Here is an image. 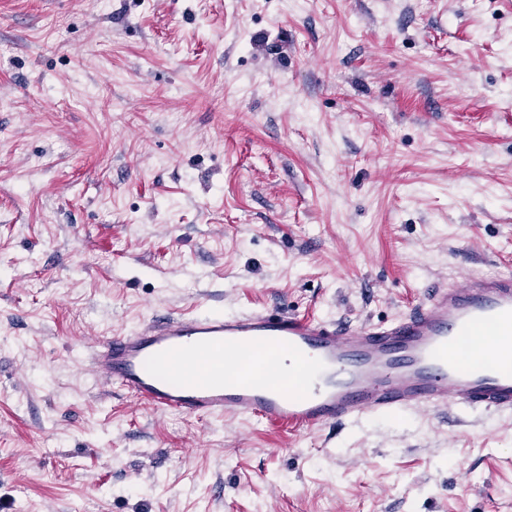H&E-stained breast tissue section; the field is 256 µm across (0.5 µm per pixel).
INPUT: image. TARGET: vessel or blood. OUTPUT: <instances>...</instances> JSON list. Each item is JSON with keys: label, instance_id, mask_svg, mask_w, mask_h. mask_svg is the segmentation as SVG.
Returning a JSON list of instances; mask_svg holds the SVG:
<instances>
[{"label": "vessel or blood", "instance_id": "vessel-or-blood-1", "mask_svg": "<svg viewBox=\"0 0 512 512\" xmlns=\"http://www.w3.org/2000/svg\"><path fill=\"white\" fill-rule=\"evenodd\" d=\"M512 275H471L410 313L343 329L279 310L152 318L96 343L87 369L157 411L307 433L452 405L512 412Z\"/></svg>", "mask_w": 512, "mask_h": 512}]
</instances>
